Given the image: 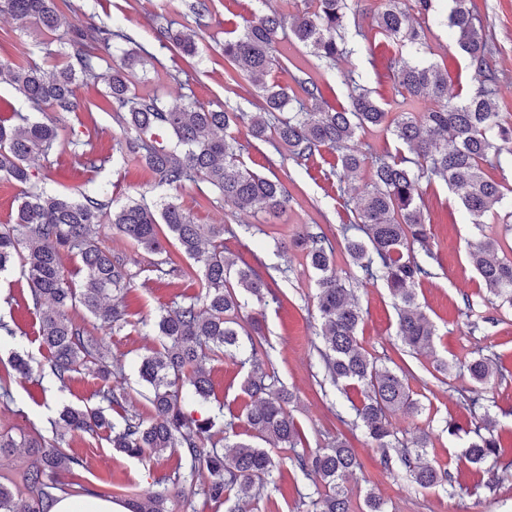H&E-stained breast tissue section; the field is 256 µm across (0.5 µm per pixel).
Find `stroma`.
<instances>
[{
	"mask_svg": "<svg viewBox=\"0 0 512 512\" xmlns=\"http://www.w3.org/2000/svg\"><path fill=\"white\" fill-rule=\"evenodd\" d=\"M381 3L352 0L358 30L352 39L354 53L334 68L320 66L303 46L280 40L278 46L287 50L290 65L287 72L273 71L271 81L290 86L298 77L310 80L320 89V106L339 109L349 103L346 81L356 73L386 109L401 111L389 68L395 46L372 27ZM262 9L260 0H213L210 14L199 21L186 15L183 0H67L62 11L70 25L104 22L122 29L156 57V64L135 69L132 81L137 93L155 94L176 105L185 83L198 104L213 107L226 103L251 112L258 96L244 77L229 80L232 67L224 58V34L241 30L246 19ZM482 15L496 36L491 64L498 73L502 118L512 123V0H486ZM170 24L195 36L201 58L163 47L157 32ZM422 28L425 43L421 56L447 69L449 94L474 87L475 75L457 55L447 31L430 19ZM45 40L40 29L17 27L8 16L0 15V61L19 66L35 63L45 72H53L58 57L47 52ZM106 80L102 74L79 83L77 93L91 102V110L56 113L61 137L48 156L35 157L32 170L52 194L76 198L95 192L115 206L132 198L154 201L161 193L154 175L141 163L122 159L116 149L121 126L116 113L105 104ZM74 136L86 141L87 152L96 159L95 167L84 166L75 157L68 143ZM243 160L257 174L278 178L284 184L291 196L286 210L276 214L260 209L239 212L225 206L204 183L185 184L178 196L195 223L231 225V234L224 237L225 256L239 264L262 260L275 278L282 301L264 306L252 301L243 313L262 323L258 352L268 355L279 384L294 392L290 411L305 433L307 448H324L338 438L348 440L354 448L361 463L360 471L348 482L354 512H359L370 490L385 500L387 512H512V308L485 300L483 282L468 262L471 243L491 238L512 245V230L500 219L501 214L512 211V154L502 153L483 166L486 178L505 187L506 194L498 208L499 218L487 219L478 228L470 224L460 201L443 181L420 184L421 203L431 226L430 246L438 255L431 277L416 288L422 311L437 329L432 356L406 351L396 334L397 311L387 287L362 281L339 246L340 229L354 220L356 196L368 183V172H361L339 189L332 174L338 157L332 150H322L305 169L266 145L246 148ZM317 233L326 234L337 245L336 273L349 284L363 312L359 328L363 346L380 364L393 368L404 361L416 372L409 382L410 392L423 410L414 415L393 413L390 422L394 430L404 441L427 435L429 458L451 466L450 486L416 491L407 487L396 469L384 468L380 451L368 443L361 425L353 421L345 396L327 378L318 353L324 341L316 309L315 274L306 251L297 245L299 238ZM104 243L122 255L135 273L123 296L127 323L112 333L105 332L93 317H86L85 323L92 334L103 337L107 360L123 370L127 398L122 406L110 410V418L127 413L146 418L152 407L139 381L138 363L159 345L153 328L158 316L193 295L196 288L186 277L157 276L153 255L119 234H108ZM0 317L13 330L11 336L0 340V378L7 381L12 394L11 401L0 402V432L47 436L64 406L97 404L98 384L91 374L75 375L64 389L49 386V352L38 336L39 321L30 290L19 271L0 275ZM490 353L496 357L501 377L488 388L484 409L474 411L463 400L473 383L461 366ZM17 355L28 360L29 377L12 369L11 361ZM438 356L448 360L452 371L437 379L431 371ZM206 369L212 381L210 405L221 403L228 411L241 413L248 397L241 390L245 371L237 360L215 358L207 361ZM210 405L191 400L186 408L197 417L208 414ZM486 414L509 439L492 488L480 481L472 465L462 458V440L445 429L451 418L463 429H472ZM63 449L81 461L80 467L60 475L63 493L92 490L105 497L118 495L124 503L156 490L159 482L191 467L190 459L180 452L145 459L118 453L101 434L69 435ZM309 485L300 471L287 470L283 480L266 485L259 499L247 502L245 512H307L300 495Z\"/></svg>",
	"mask_w": 512,
	"mask_h": 512,
	"instance_id": "1",
	"label": "stroma"
}]
</instances>
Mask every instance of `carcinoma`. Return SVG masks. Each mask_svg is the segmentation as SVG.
<instances>
[{
    "label": "carcinoma",
    "instance_id": "carcinoma-1",
    "mask_svg": "<svg viewBox=\"0 0 512 512\" xmlns=\"http://www.w3.org/2000/svg\"><path fill=\"white\" fill-rule=\"evenodd\" d=\"M349 0H306L303 11L291 15L272 10L255 13L243 30L224 39V58L246 73L257 87L262 102L256 112L229 105L215 108L194 101L168 107L161 98L139 95L131 88L135 68L150 57L136 49L120 61L112 57V40L133 39L121 31L96 23L73 27L58 34L64 21L57 0H0V14L19 26L41 27L68 45L58 70L45 75L35 64L13 66L0 62V82L9 83L41 119L20 116L17 123L0 122V174L21 188L19 203L9 224H0V273L19 266L38 313L39 334L51 354L50 373L65 386L75 373L95 372L101 405L65 406L54 425L52 438L42 435L19 439L0 433V462L16 448H32L37 458L22 474L28 503L17 508L12 489L0 484V512H48L51 490L58 488L57 475L69 472L80 461L61 448L68 434H106L112 448L131 457L181 451L192 461L190 477L202 469L208 481L201 485L205 499L228 504L225 512H239L233 500L255 496L256 485L282 477L281 462L255 440L293 451L291 466L312 478L307 494L313 512H350L346 479L359 468L348 443L336 441L326 448L298 453L305 435L287 406L291 392L267 382L266 361L256 349L246 351L243 340H252L259 325L240 316L238 289L266 304L270 283L251 265L236 266L224 256L222 224L202 232L179 198L166 194L152 206L131 199L107 213L108 204L94 194L80 199L47 193L35 180L31 160L47 155L57 144L59 127L55 112H80L85 102L77 95L79 78L91 79L97 71L110 70L107 97L124 111L118 151L122 159L142 163L158 178V184L178 189L187 182L211 185L224 204L238 211L260 206L270 212L283 211L289 195L277 180L260 176L242 160L245 146L234 135H217L231 126H241L254 141L281 146L298 166H304L323 148L341 152L334 175L338 184L364 169L370 182L355 203L354 224L343 228L344 249L363 279H383L397 301L396 333L409 349L432 351L435 326L418 310L416 285L431 276L427 260L436 259L429 248L430 226L416 201L422 180L444 181L459 199L475 227L497 214L503 199L501 187L488 180L482 164L499 156L501 144L512 141V125L501 119L496 98L497 76L490 64L492 34L479 17L475 0H452L449 14L437 18L446 27L455 46L474 73L478 86L463 97L448 96V72L413 54H398L392 61L397 91L403 100L430 97L438 107L430 112H400L390 115L357 84L348 97L349 107L326 110L317 104L319 88L311 81L296 80L300 95L267 83L273 68L288 70V60L278 55L280 34L294 38L326 67L352 54L346 31ZM375 27L386 38L416 51L422 46V30L413 24L405 0H384L374 14ZM161 42H168L183 55H198L196 42L173 29L162 27ZM384 127L407 147L409 155L373 156L355 144L356 133L367 127ZM170 132L175 146L159 143L154 134ZM131 240L144 251L162 255L156 271L164 275L194 278L199 292L159 315L156 322L160 347L143 356L138 365L140 379L148 386L150 418L124 415L116 422L106 408L122 406L125 389L112 385L115 372L103 360V338L93 336L84 322L71 312L82 310L109 330L127 324L118 301L133 278L123 259L104 246L103 227ZM326 237L312 235L307 257L316 273V300L322 321L327 373L341 388H352L358 399L351 402L356 420L366 436L382 451L390 467L395 451L403 480L414 490L452 483L450 470L426 460L427 440L419 436L409 446H400L390 417L398 410L419 413L422 406L412 398L408 377L412 372L380 366L364 349L358 329L362 311L352 298V289L336 275L332 249ZM173 244L193 261L182 269L170 257ZM425 248V258L414 254V245ZM80 259L84 283L78 288L65 273L62 254ZM469 262L481 276L486 291L502 306L512 307V257L498 256L494 241L470 246ZM235 275L236 284L229 281ZM224 355L248 368L243 392L253 404L224 422V437L217 439L211 418L194 420L185 410L186 396L201 402L210 397L206 360ZM474 382L471 405L499 376L492 356L466 363ZM245 433L236 431V422ZM502 445L496 421L485 416L473 430L464 449L466 460L476 469L500 459ZM169 489L152 491L140 498L133 512H166Z\"/></svg>",
    "mask_w": 512,
    "mask_h": 512
}]
</instances>
